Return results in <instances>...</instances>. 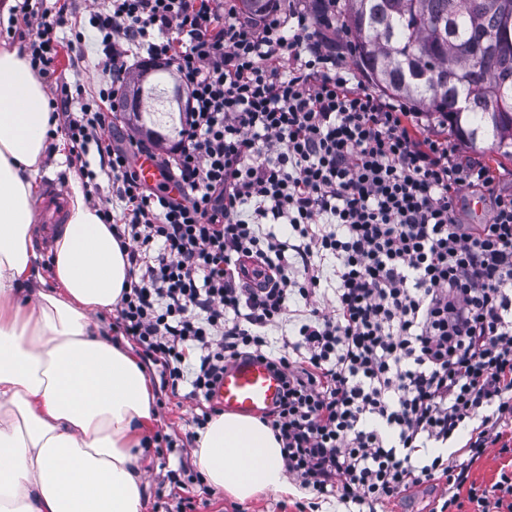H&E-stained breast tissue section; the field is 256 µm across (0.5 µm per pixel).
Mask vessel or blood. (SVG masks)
Instances as JSON below:
<instances>
[{
    "label": "vessel or blood",
    "instance_id": "obj_1",
    "mask_svg": "<svg viewBox=\"0 0 512 512\" xmlns=\"http://www.w3.org/2000/svg\"><path fill=\"white\" fill-rule=\"evenodd\" d=\"M135 166L146 184L166 183L171 197H179L181 190L175 181L165 180L155 161L146 154L138 155ZM281 392L279 378L265 363L246 359L239 361L224 374L216 397L225 409L244 414H261L272 409Z\"/></svg>",
    "mask_w": 512,
    "mask_h": 512
}]
</instances>
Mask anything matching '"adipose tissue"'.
Returning a JSON list of instances; mask_svg holds the SVG:
<instances>
[{
  "label": "adipose tissue",
  "instance_id": "1",
  "mask_svg": "<svg viewBox=\"0 0 512 512\" xmlns=\"http://www.w3.org/2000/svg\"><path fill=\"white\" fill-rule=\"evenodd\" d=\"M25 54L0 50V512H143L139 431L154 417L146 376L106 338L127 256L77 173L45 290L32 200L52 127ZM208 483L244 502L298 494L281 445L259 418L228 412L199 430Z\"/></svg>",
  "mask_w": 512,
  "mask_h": 512
}]
</instances>
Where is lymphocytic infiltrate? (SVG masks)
<instances>
[{"label":"lymphocytic infiltrate","mask_w":512,"mask_h":512,"mask_svg":"<svg viewBox=\"0 0 512 512\" xmlns=\"http://www.w3.org/2000/svg\"><path fill=\"white\" fill-rule=\"evenodd\" d=\"M36 27L31 66L49 80L73 150H95L118 210L101 209L127 252L119 328L160 369V387L204 403L225 369L256 356L283 379L262 417L292 480L348 512L445 481L442 512H512V469L488 488L437 454L461 430L477 460L512 452V195L490 223H458V187L493 178L422 135L419 113L350 85L317 20L273 0L261 23L224 0H108L91 25L106 81L80 110L50 72L57 21ZM171 62L190 101L150 187L145 145L106 135L138 65ZM335 277L332 310L318 297ZM292 321L278 354L269 328ZM467 487V501L456 490ZM135 166L144 183L150 185L165 182L168 194L175 199H180L181 190L175 180L166 179L161 169L148 154H139L135 159Z\"/></svg>","instance_id":"obj_1"}]
</instances>
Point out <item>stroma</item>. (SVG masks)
<instances>
[{
	"label": "stroma",
	"instance_id": "obj_1",
	"mask_svg": "<svg viewBox=\"0 0 512 512\" xmlns=\"http://www.w3.org/2000/svg\"><path fill=\"white\" fill-rule=\"evenodd\" d=\"M102 0H69L63 23L57 29L59 44L54 62L55 75L61 80L80 85L83 99L96 95L106 77L98 61L95 46L78 52L71 41V30L86 27L93 12L101 10ZM42 161L40 184L55 183L60 192H67L68 173L80 170L84 161L75 154L58 158L57 144L64 141V133H56ZM454 158L461 163L480 162L494 177V191L512 194V160L493 153L488 146L472 150L455 144ZM188 385H181L177 395L155 394L154 420L142 431L143 453L140 466L146 482V512H299L300 505H312L314 512H344V505L335 499L315 501L310 492L299 496H284L274 492L263 493L240 502L231 499L210 484L198 470L193 446L187 436L195 432V418L200 413L196 400L188 398ZM469 438L461 433L449 441L443 453L449 464L465 463L469 466V479L482 486L495 483L503 465L512 458L491 456L470 461L463 447ZM440 488L422 485L411 488L396 498L376 504L374 512H435Z\"/></svg>",
	"mask_w": 512,
	"mask_h": 512
}]
</instances>
